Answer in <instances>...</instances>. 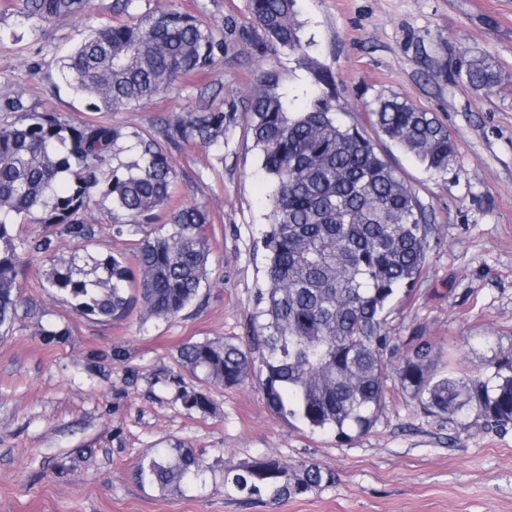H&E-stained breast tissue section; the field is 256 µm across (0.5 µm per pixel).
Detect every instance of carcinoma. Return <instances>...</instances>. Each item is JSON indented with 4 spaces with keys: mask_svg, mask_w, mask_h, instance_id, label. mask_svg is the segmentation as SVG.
Returning <instances> with one entry per match:
<instances>
[{
    "mask_svg": "<svg viewBox=\"0 0 512 512\" xmlns=\"http://www.w3.org/2000/svg\"><path fill=\"white\" fill-rule=\"evenodd\" d=\"M90 0H21L34 25L83 17ZM296 0H249L252 20L270 48L296 55L312 90L298 107L281 92L276 72L262 73L247 97L249 130L272 183L270 224L263 234L266 285L259 289L247 344L192 342L179 364L193 377L233 388L259 376L267 403L279 416L311 430L351 439L370 431L393 372L422 410L435 416L470 413L497 427L512 424V354L467 380L432 372L437 347L421 340L400 356L386 355L383 327L402 288H412L425 266V208L395 168L355 127L344 125L336 82L311 53L296 18ZM224 54L216 34L189 13L157 7L136 22L92 29L61 59L63 82L79 97L111 112L173 90L178 82ZM458 74L491 92L498 73L472 57ZM25 113V122L0 126V328L19 318V277L38 254L53 260L46 287L80 315L99 321L128 316L140 305L170 320L200 297L212 248L208 214L196 205L170 207L176 171L166 146L214 144L224 136V110L203 106L166 121L145 137L135 133L138 160L112 165L124 133L104 122L74 123L59 113L29 109L17 93L0 106ZM372 122L427 170L443 172L455 143L433 113L397 97L377 102ZM95 196L112 199L124 227L166 224L135 243L137 270L123 257L88 250L54 258L55 240L81 244L95 236L88 216ZM47 224L54 236L19 239L13 225ZM200 412L212 407L200 391L184 392ZM205 459L181 445L140 459L141 485L184 495L206 484ZM311 464L289 472L267 454L224 469V489L277 502L332 482Z\"/></svg>",
    "mask_w": 512,
    "mask_h": 512,
    "instance_id": "obj_1",
    "label": "carcinoma"
}]
</instances>
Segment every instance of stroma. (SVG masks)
<instances>
[{
  "label": "stroma",
  "mask_w": 512,
  "mask_h": 512,
  "mask_svg": "<svg viewBox=\"0 0 512 512\" xmlns=\"http://www.w3.org/2000/svg\"><path fill=\"white\" fill-rule=\"evenodd\" d=\"M163 3L223 34V60L140 106L97 114L63 84L59 60L88 30L120 22L115 0L38 27L0 0V102L21 91L33 111L95 117L128 134L210 103L226 115L221 147L169 150L173 202L208 212L213 247L209 283L178 317L139 307L107 322L77 316L45 288L41 257L28 265L19 319L0 330V512H512V426L425 414L396 375L374 427L341 440L273 413L256 380L224 388L182 374L184 344L245 340L264 285L271 184L249 132L247 91L266 69L296 100L311 83L293 55L265 48L248 0H135L131 13L144 18ZM296 9L312 55L336 80L340 120L374 143L432 217L422 276L390 308L392 347L430 340L441 351L435 373L461 377L512 352V0H298ZM466 53L494 66L492 92L457 77ZM393 95L447 127L456 143L447 171H427L377 132L371 111ZM90 207L89 251L131 257L135 237L113 233L111 200ZM50 328L69 334L51 342ZM177 373L182 383L171 382ZM186 389L208 394L212 410L188 408ZM164 443L202 454L205 487L164 496L138 482L139 460ZM266 453L295 471L319 465L334 480L280 503L225 493V467Z\"/></svg>",
  "instance_id": "1"
}]
</instances>
